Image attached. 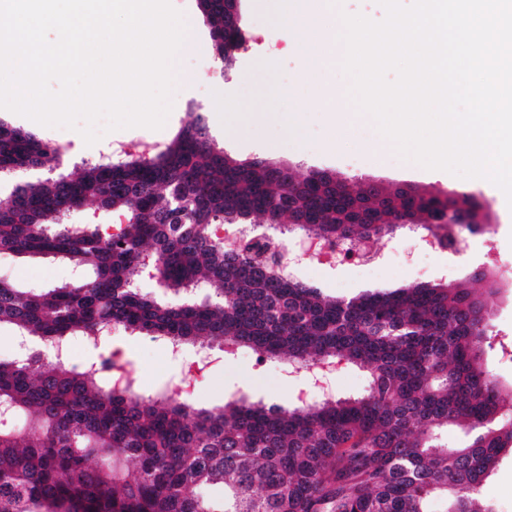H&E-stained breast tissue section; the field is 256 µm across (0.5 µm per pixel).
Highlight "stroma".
<instances>
[{
  "label": "stroma",
  "mask_w": 512,
  "mask_h": 512,
  "mask_svg": "<svg viewBox=\"0 0 512 512\" xmlns=\"http://www.w3.org/2000/svg\"><path fill=\"white\" fill-rule=\"evenodd\" d=\"M172 4L183 13L189 32L178 56L173 107L164 128L115 130L89 146L78 131L36 126L7 109H0V122L60 146L65 164L73 166L92 152H110L116 144L170 142L189 121L191 112L199 110L217 147L240 160L263 158L302 174L329 170L357 186L405 184L425 194H473L488 215V239L497 256L496 291L486 299L495 347L486 352L485 360L503 391L512 390V363L502 357L503 346H512V207L503 192L480 179L427 170L402 158L368 116H360L350 127L339 124L314 85L302 81L303 52L290 46L287 32L276 25L267 8L268 0H240L247 48L226 70L214 57L210 25L198 0H172ZM379 248L384 261L375 269L312 263L295 268L293 276L339 298L414 282L448 280L473 289L483 287L473 277L479 261L422 253L416 236L408 230L380 240ZM73 277L71 266L50 257L0 258V279L19 284L56 286ZM105 348L120 350L139 388L147 394L183 370L181 361L165 356L163 342L120 328L113 330ZM305 387L304 377L289 375L285 363L261 364L252 351L242 349L214 364L198 383L193 398L205 408L240 397L285 406L294 403L295 391ZM481 497L497 512H512V453L500 455Z\"/></svg>",
  "instance_id": "stroma-1"
}]
</instances>
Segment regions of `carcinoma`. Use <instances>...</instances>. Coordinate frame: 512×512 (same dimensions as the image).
<instances>
[{"mask_svg":"<svg viewBox=\"0 0 512 512\" xmlns=\"http://www.w3.org/2000/svg\"><path fill=\"white\" fill-rule=\"evenodd\" d=\"M198 4L231 67L246 43L226 36L233 0ZM59 153L0 123V176L52 172L0 196V254L52 257L80 274L55 287L0 280V329L16 343L0 359V512H430L437 498L448 512H496L480 492L512 450V408L484 363L492 335L474 289L445 281L326 296L268 264L259 245L216 234L260 216L289 234L379 239L450 213L483 230L470 195L353 191L318 171L281 177L266 160L216 148L200 120L110 168L70 171ZM88 201L123 222H69ZM146 272L163 276L170 297L136 287ZM114 327L305 369L354 365L369 388L288 409L242 398L198 408L169 381L137 393L110 357L77 368L29 347L61 353L74 336L94 345ZM453 427L464 439L450 448ZM216 485L218 501L207 495Z\"/></svg>","mask_w":512,"mask_h":512,"instance_id":"carcinoma-1","label":"carcinoma"}]
</instances>
